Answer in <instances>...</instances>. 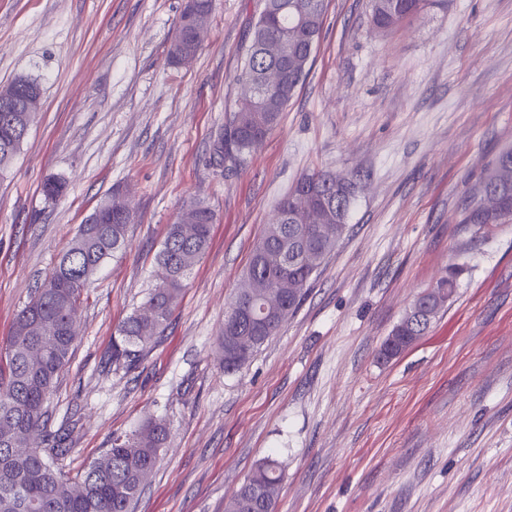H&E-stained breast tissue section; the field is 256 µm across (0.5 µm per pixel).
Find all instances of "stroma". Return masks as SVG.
Returning <instances> with one entry per match:
<instances>
[{"mask_svg": "<svg viewBox=\"0 0 512 512\" xmlns=\"http://www.w3.org/2000/svg\"><path fill=\"white\" fill-rule=\"evenodd\" d=\"M185 0H0V85L36 79L43 108L0 176V352L19 310L115 186L126 251L81 307L50 396L71 470L157 416L169 442L135 512H224L262 458L277 512H512V222L463 208L512 146V0H447L371 31V0H325L302 88L237 167L215 151L258 0H212L195 57L167 51ZM354 174L348 228L299 310L225 373L216 338L251 251L301 177ZM66 193L50 200L46 180ZM209 247L137 367L117 326L155 282L166 229L191 200ZM456 295L396 358L380 349L448 266Z\"/></svg>", "mask_w": 512, "mask_h": 512, "instance_id": "obj_1", "label": "stroma"}]
</instances>
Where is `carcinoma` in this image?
<instances>
[{"label": "carcinoma", "mask_w": 512, "mask_h": 512, "mask_svg": "<svg viewBox=\"0 0 512 512\" xmlns=\"http://www.w3.org/2000/svg\"><path fill=\"white\" fill-rule=\"evenodd\" d=\"M428 0H372L369 25L389 30L420 13ZM324 0H262L250 29L237 80L246 93L228 109L224 141L217 152L240 166L280 123L283 112L308 75V67L288 72L276 87L264 84L263 73L277 65L272 48L308 62L324 20ZM212 0H187L178 34L185 39L190 16H211ZM24 93L8 106L0 105V175L11 166L22 141L17 118ZM512 168V147L503 149L480 179L465 208L466 224H503L512 221V181L500 180V170ZM493 191L500 210L480 211L482 196ZM356 197V179L316 172L302 177L276 205V222L265 225L254 245L248 266L235 291V315L224 318L218 338L224 372L247 364L301 305L304 288L347 227ZM193 232L170 224L157 257L156 285L141 308L119 325L112 340V364L137 365L143 351L164 332L182 296L184 282L205 254L214 212L205 203H191ZM129 216L108 210L103 200L79 226L43 284L17 314L7 339V369L0 368V512H135L146 481L166 446L169 430L157 418H147L132 431L112 438L105 450L112 467L102 470L94 461L69 476L63 461L68 449L59 444L28 449V434L50 436L48 398L60 372L71 362L79 335V309L85 291L104 262L126 248ZM460 268L418 298L431 317L447 308L457 288ZM430 321L412 326L400 321L385 340L381 354H401L428 328ZM282 483L278 462L265 459L224 505V512H275ZM81 484L84 492L74 493Z\"/></svg>", "instance_id": "obj_1"}]
</instances>
